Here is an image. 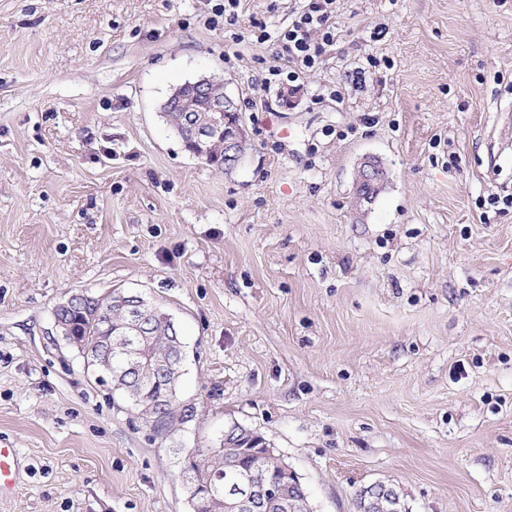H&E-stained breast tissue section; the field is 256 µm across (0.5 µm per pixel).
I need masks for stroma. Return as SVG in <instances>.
<instances>
[{"label": "stroma", "mask_w": 512, "mask_h": 512, "mask_svg": "<svg viewBox=\"0 0 512 512\" xmlns=\"http://www.w3.org/2000/svg\"><path fill=\"white\" fill-rule=\"evenodd\" d=\"M216 2L0 0V512H191L182 449L239 427L311 512L378 480L408 512H512V0H336L282 83L306 0ZM202 76L249 132L230 171L160 116ZM366 156L388 182L359 218ZM114 290L183 338L176 441L57 334ZM308 2L291 26L278 35L282 50L279 60L282 63L275 65L270 72L273 76H279L285 70L289 82L295 81L293 79L298 78V74L294 70L288 71V67L294 65L308 70L313 69L318 62L322 46L313 42L312 32L319 30L321 40L328 43L336 37L335 27L330 22L332 14L336 12V1L309 0ZM17 453L12 448L0 447V493L10 489L13 483Z\"/></svg>", "instance_id": "stroma-1"}]
</instances>
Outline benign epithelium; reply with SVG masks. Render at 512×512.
I'll use <instances>...</instances> for the list:
<instances>
[{"label": "benign epithelium", "instance_id": "7a95c632", "mask_svg": "<svg viewBox=\"0 0 512 512\" xmlns=\"http://www.w3.org/2000/svg\"><path fill=\"white\" fill-rule=\"evenodd\" d=\"M163 111L179 115L176 120L179 130L183 131L184 143L189 153L203 159L211 165H218L210 156V150L217 144L224 145V167L229 169L237 165L239 150L247 141L246 129L230 123L226 115L235 111L234 100L224 94V80L215 77H201L193 82L178 86L164 104ZM190 112H207L209 116L202 120L188 119ZM387 182V171L380 160L367 157L361 162L353 184V207L361 214L382 190ZM111 305L124 311L119 331L112 330V324L104 322L98 332L86 337L92 343H112V335L121 336L120 352L126 355L127 370H139L153 365L159 374L177 377L179 368L165 361H155L145 351L147 340L145 325L153 320L154 311L135 295L113 294ZM196 449H185L183 474L186 480L194 484L191 493L201 495V491H210L209 483L203 481L193 469ZM224 495L235 500L239 512H265L271 504V490L262 484L241 477L225 486ZM364 507L367 512H406L397 489L382 482L365 487Z\"/></svg>", "mask_w": 512, "mask_h": 512}]
</instances>
